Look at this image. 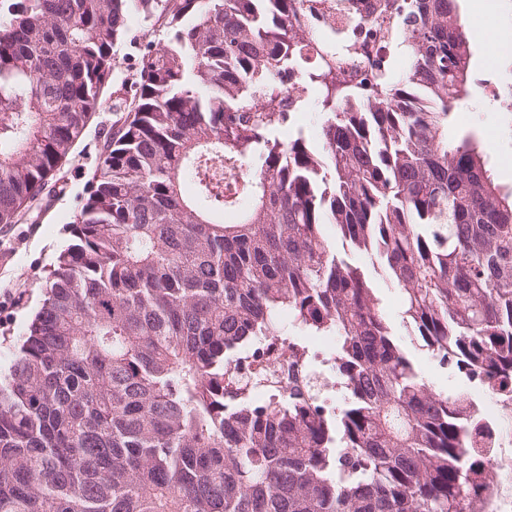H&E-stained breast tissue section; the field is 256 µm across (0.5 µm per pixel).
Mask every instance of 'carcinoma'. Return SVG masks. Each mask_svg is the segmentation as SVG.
Masks as SVG:
<instances>
[{"label":"carcinoma","mask_w":512,"mask_h":512,"mask_svg":"<svg viewBox=\"0 0 512 512\" xmlns=\"http://www.w3.org/2000/svg\"><path fill=\"white\" fill-rule=\"evenodd\" d=\"M297 0H0V224L39 216L112 84L130 14L168 43L139 56L135 92L107 131L74 241L0 373V512H494L498 430L512 417V191L472 134L448 140L468 93L459 0H356L389 52L352 82L347 28L302 61ZM317 96L321 150L290 120ZM257 163L210 205L200 166ZM192 178L195 191L185 192ZM380 261L424 346L496 398L433 390L398 342L365 268ZM334 336L331 410L281 314ZM296 372L246 394L243 346Z\"/></svg>","instance_id":"carcinoma-1"}]
</instances>
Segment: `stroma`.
I'll return each instance as SVG.
<instances>
[{
	"mask_svg": "<svg viewBox=\"0 0 512 512\" xmlns=\"http://www.w3.org/2000/svg\"><path fill=\"white\" fill-rule=\"evenodd\" d=\"M472 57L471 80L485 75L488 55H497L501 66L495 82L512 83V54L501 45L484 39L490 28L512 27V0H460ZM170 38L162 25L147 27L139 15H132L128 32L114 47L117 70L114 82L82 137L74 145L57 183L44 192L43 212L37 222L0 226V368H7L18 342L39 308L42 284L56 255L71 242L70 225L87 192V182L96 165L106 131L120 113L118 100L130 97L136 77L140 46L166 43ZM472 131L491 146L494 179L503 189H512V112H503L497 101L473 94L461 101L448 124L449 138ZM420 376L436 390L478 395L479 382L466 379L452 367L440 365L420 341L402 336Z\"/></svg>",
	"mask_w": 512,
	"mask_h": 512,
	"instance_id": "35a3bbf8",
	"label": "stroma"
}]
</instances>
